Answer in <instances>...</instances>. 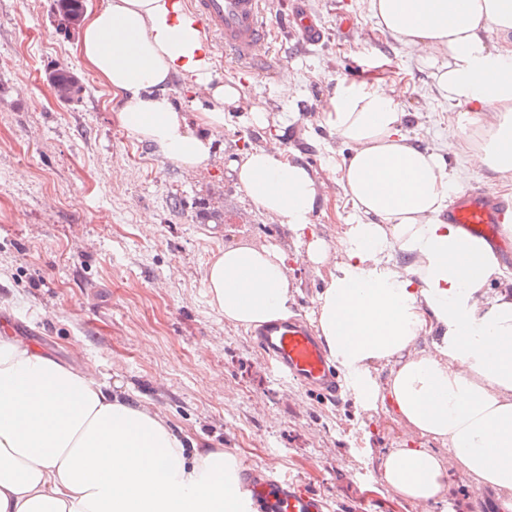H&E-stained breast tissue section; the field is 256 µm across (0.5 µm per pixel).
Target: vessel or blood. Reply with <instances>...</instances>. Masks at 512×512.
Returning a JSON list of instances; mask_svg holds the SVG:
<instances>
[{
	"label": "vessel or blood",
	"instance_id": "b4317fda",
	"mask_svg": "<svg viewBox=\"0 0 512 512\" xmlns=\"http://www.w3.org/2000/svg\"><path fill=\"white\" fill-rule=\"evenodd\" d=\"M190 7L219 50L249 69L262 61V49L272 28L268 0H190ZM447 220L491 239L497 225L512 220V203L485 188L468 190L449 206ZM255 336L277 375L316 390L324 399H341L344 383L340 374L305 321L292 317L266 324L256 330ZM249 490L254 512L325 509L315 494L272 466L256 473Z\"/></svg>",
	"mask_w": 512,
	"mask_h": 512
}]
</instances>
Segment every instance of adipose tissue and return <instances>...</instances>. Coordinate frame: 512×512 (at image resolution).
I'll return each instance as SVG.
<instances>
[{
	"instance_id": "adipose-tissue-1",
	"label": "adipose tissue",
	"mask_w": 512,
	"mask_h": 512,
	"mask_svg": "<svg viewBox=\"0 0 512 512\" xmlns=\"http://www.w3.org/2000/svg\"><path fill=\"white\" fill-rule=\"evenodd\" d=\"M370 8L378 30L430 69L438 99L461 113L454 142L433 148L409 129L395 88L338 84L321 119L349 149L340 183L359 221L332 244L314 228L320 189L308 167L275 147L227 166L271 222L296 234L306 265H330L314 328L359 406L386 405L411 437L448 450L391 449L385 483L425 506L445 496L456 468L511 493L512 271L488 240L442 216L461 189L448 154L512 182V0ZM77 50L121 96L119 120L140 141L184 171L209 166L210 133L240 107L242 87L212 80L210 41L185 0H105ZM177 79L205 88L207 107L176 106ZM288 260L273 242L218 251L203 271L211 305L238 328L284 318ZM241 479L231 454L187 444L120 385L0 334V512H249Z\"/></svg>"
}]
</instances>
